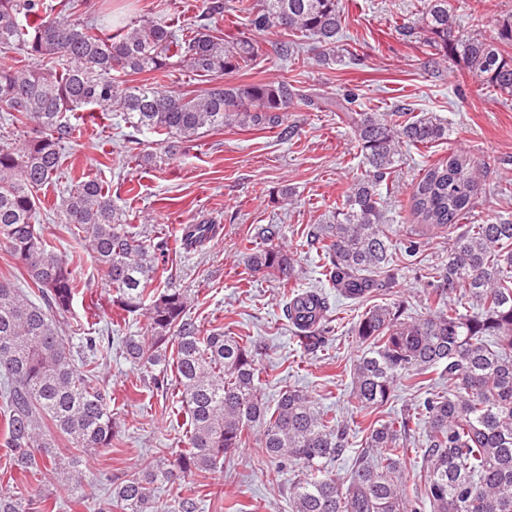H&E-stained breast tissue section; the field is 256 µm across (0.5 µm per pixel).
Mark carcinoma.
I'll use <instances>...</instances> for the list:
<instances>
[{
	"mask_svg": "<svg viewBox=\"0 0 512 512\" xmlns=\"http://www.w3.org/2000/svg\"><path fill=\"white\" fill-rule=\"evenodd\" d=\"M237 8L249 35L228 40L224 0H203L195 20L146 17L115 26L108 21L112 9L94 16L79 0H0V54H15L13 64L0 66V112L8 114L0 135V244L24 268L31 291L0 281V446L15 480V491L0 492V512H47L48 496L20 491L30 477L74 480L70 464L45 454L56 438L85 450L112 447L120 430L99 368L116 341L149 386L162 389L168 372L175 373L188 430L179 453L107 478L110 493L99 512H157L151 484L217 468L229 450L245 445L253 423L263 425L256 438L263 455L297 467L288 486L291 512H512V223H460L479 184L462 154L450 152L425 169L411 195L417 223L448 232V262L434 272L448 302L414 320L402 301L377 304L353 323L363 346L351 370L356 407L368 416L399 391L414 397L400 416L370 422L345 484L334 466L349 448L348 427L303 389L288 387L275 403L266 401L256 365L261 346L220 327L201 330L186 295L162 287L171 279L169 238L141 240L109 184L89 175L70 180L60 223L91 254L112 288V304L129 316L146 314L151 335L81 336L79 325L59 321L82 290L81 258L58 255L36 224L39 193L56 183L79 127L74 119L84 113L121 112L135 131L158 136L153 150L141 151L131 134L125 152L139 166L159 169L225 126L286 132L288 112L302 100L336 112L366 169L334 207V223L310 226L306 241L321 252L326 281L343 297L360 303L395 287L382 189L400 142L419 148L446 140L448 124L427 112L401 121L396 112H366L352 93L304 95L286 77L228 80L256 60L268 38L282 60L298 58L309 41L322 66L345 52L338 0H241ZM470 19L472 29L460 30L448 0H425L427 47L435 56L461 58L481 84L512 96V54L502 48L512 42V22L486 37L484 17ZM33 59L41 67H32ZM176 66L208 78V87L187 96L113 77L160 80ZM179 231L193 246L216 227L200 220ZM278 235L265 228L247 266L284 280L294 275L295 259L275 242ZM328 309L317 290L287 303L306 347L321 342ZM416 444L424 479L411 485L407 459Z\"/></svg>",
	"mask_w": 512,
	"mask_h": 512,
	"instance_id": "carcinoma-1",
	"label": "carcinoma"
}]
</instances>
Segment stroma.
Instances as JSON below:
<instances>
[{
  "instance_id": "stroma-1",
  "label": "stroma",
  "mask_w": 512,
  "mask_h": 512,
  "mask_svg": "<svg viewBox=\"0 0 512 512\" xmlns=\"http://www.w3.org/2000/svg\"><path fill=\"white\" fill-rule=\"evenodd\" d=\"M200 0H114L128 18L179 16L194 18ZM346 19L345 36L359 59L321 67H294L304 92L329 96L355 93L363 110L432 112L448 124V139L430 148L401 145V155L389 180L385 218L392 226L398 279L391 294L375 296L378 304L405 301L413 316L426 314L433 269L448 261V236L426 235L420 253L407 257L404 244L413 219L409 198L421 171L447 158L467 154L481 168V186L467 221L512 222V97H503L477 82L461 59L429 63L423 33L402 38L397 27L417 25L423 0H340ZM292 137L278 130L230 126L205 135L187 154L160 170H144L119 150L131 129L119 113L88 119L80 136L64 151L58 183L66 185L71 170L102 177L112 184V200L133 209L147 236L172 237L169 264L174 287L187 291L190 314L204 328H224L250 336L262 347L258 366L260 386L268 401H276L286 386L307 390L338 417L352 434L350 454L337 461V479H347L352 457L366 434L348 400L351 365L360 350L350 333L359 312L339 297L323 274V258L305 246L310 225L326 224L332 208L352 181L365 170L352 134L335 113L299 103L288 114ZM135 194H128V185ZM293 195L282 199V188ZM207 217L219 226L204 245L183 249L175 237L180 225ZM275 225L279 236L296 253V275L282 281L265 272L246 269L251 242L259 229ZM84 286L65 319L82 325L90 335L106 329L119 335H147L146 317L129 318L112 303V290L98 275L91 257H84ZM316 289L331 306L335 326L325 351L303 349L285 315L292 295ZM104 384L119 392L112 406L122 443L98 450L75 449L58 439L55 454L73 459L82 477L83 499L70 487L50 481L35 485L49 496L54 512H93L105 498L107 474L140 467L158 450L183 448L186 428L171 414L181 405L177 387L159 393L140 385L141 373L113 351L102 370ZM295 468H278L258 457L252 445L232 450L219 468L192 471L184 478L159 484L155 491L161 512H172L183 501L195 502L198 512H289L286 489Z\"/></svg>"
}]
</instances>
